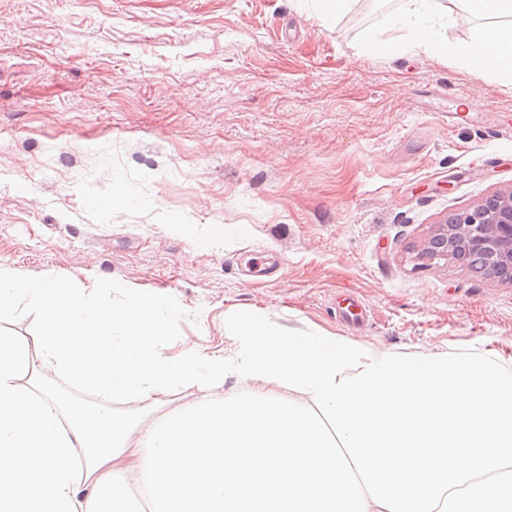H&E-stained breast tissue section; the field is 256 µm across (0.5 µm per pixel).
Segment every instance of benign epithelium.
Here are the masks:
<instances>
[{
    "label": "benign epithelium",
    "mask_w": 512,
    "mask_h": 512,
    "mask_svg": "<svg viewBox=\"0 0 512 512\" xmlns=\"http://www.w3.org/2000/svg\"><path fill=\"white\" fill-rule=\"evenodd\" d=\"M449 254L468 267H494L498 279L512 282V187L435 225L421 245L420 256Z\"/></svg>",
    "instance_id": "benign-epithelium-1"
}]
</instances>
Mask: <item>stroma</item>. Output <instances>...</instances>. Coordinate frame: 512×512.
<instances>
[{"label": "stroma", "instance_id": "stroma-1", "mask_svg": "<svg viewBox=\"0 0 512 512\" xmlns=\"http://www.w3.org/2000/svg\"><path fill=\"white\" fill-rule=\"evenodd\" d=\"M397 6L0 0V262L169 295L178 350L222 354L226 314L259 310L286 334L512 355V284L416 251L512 186V80L409 48ZM370 31L386 52L361 53ZM349 296L360 323L336 315Z\"/></svg>", "mask_w": 512, "mask_h": 512}]
</instances>
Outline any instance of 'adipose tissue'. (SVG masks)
Here are the masks:
<instances>
[{
	"label": "adipose tissue",
	"mask_w": 512,
	"mask_h": 512,
	"mask_svg": "<svg viewBox=\"0 0 512 512\" xmlns=\"http://www.w3.org/2000/svg\"><path fill=\"white\" fill-rule=\"evenodd\" d=\"M458 9L493 24L448 43ZM390 22L419 51L512 77V0H400ZM30 314L35 334L0 332V512H512L511 359L282 341L259 313L230 319L222 357H174L169 297L0 263V318ZM188 388L190 403L143 431L111 407Z\"/></svg>",
	"instance_id": "1"
}]
</instances>
